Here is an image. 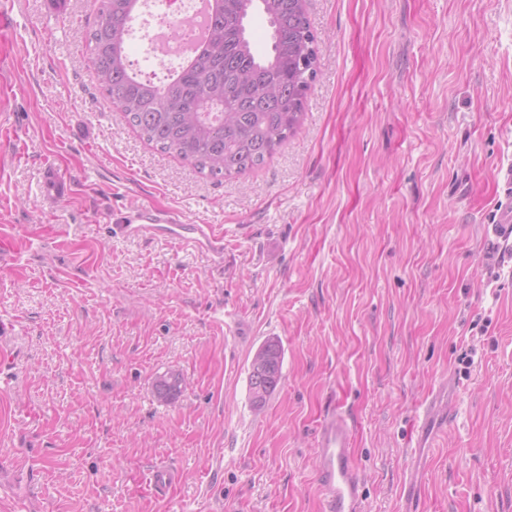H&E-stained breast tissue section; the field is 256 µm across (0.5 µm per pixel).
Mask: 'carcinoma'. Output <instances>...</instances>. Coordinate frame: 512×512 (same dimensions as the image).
Here are the masks:
<instances>
[{
  "mask_svg": "<svg viewBox=\"0 0 512 512\" xmlns=\"http://www.w3.org/2000/svg\"><path fill=\"white\" fill-rule=\"evenodd\" d=\"M87 32L91 67L104 97L125 123L162 153L212 179L263 166L300 129L307 92L318 73L316 35L301 0H214L205 46L162 82L140 78L127 54L129 26L139 0H95ZM268 23L270 51L259 54L248 18ZM250 365L249 393L261 408L281 378L284 351L275 339ZM184 388L178 373L156 381L159 398Z\"/></svg>",
  "mask_w": 512,
  "mask_h": 512,
  "instance_id": "obj_1",
  "label": "carcinoma"
}]
</instances>
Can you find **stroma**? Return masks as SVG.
I'll return each instance as SVG.
<instances>
[{"label": "stroma", "mask_w": 512, "mask_h": 512, "mask_svg": "<svg viewBox=\"0 0 512 512\" xmlns=\"http://www.w3.org/2000/svg\"><path fill=\"white\" fill-rule=\"evenodd\" d=\"M319 71L263 167L216 181L110 109L92 0H22L0 72V512H322L316 428L355 425L368 512H512V263L483 257L512 163V0H307ZM71 183L44 202L40 170ZM224 234V262L113 236L133 205ZM284 349L263 408L248 391ZM183 375L164 401L157 377ZM449 415L416 419L441 384ZM420 455L408 496L406 468ZM44 459L36 479L28 456ZM180 474L164 497L157 465ZM256 352L265 361L262 366L250 364L249 393L253 406L262 408L280 381L284 351L277 340L268 339Z\"/></svg>", "instance_id": "1"}]
</instances>
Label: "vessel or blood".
<instances>
[{"label": "vessel or blood", "instance_id": "1", "mask_svg": "<svg viewBox=\"0 0 512 512\" xmlns=\"http://www.w3.org/2000/svg\"><path fill=\"white\" fill-rule=\"evenodd\" d=\"M17 0H0V70L13 67L14 11ZM499 181L508 201L498 206L486 228L488 258L512 260V164L501 167ZM43 198L64 201L71 184L55 168L41 172ZM113 235L123 238L166 239L200 251L216 261L224 259V237L213 225L193 224L173 213L145 205L130 207L122 223L113 225ZM318 466L315 474L323 512H365L362 481L351 452L353 426L341 412L328 411L317 431Z\"/></svg>", "mask_w": 512, "mask_h": 512}]
</instances>
